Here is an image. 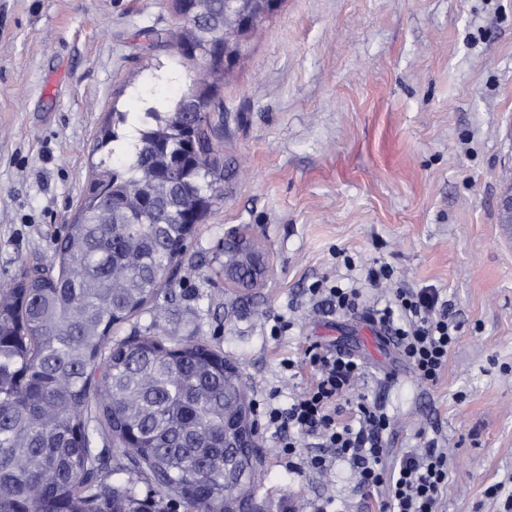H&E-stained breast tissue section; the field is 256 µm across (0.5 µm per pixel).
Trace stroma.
Returning <instances> with one entry per match:
<instances>
[{"label": "stroma", "instance_id": "stroma-1", "mask_svg": "<svg viewBox=\"0 0 512 512\" xmlns=\"http://www.w3.org/2000/svg\"><path fill=\"white\" fill-rule=\"evenodd\" d=\"M174 0H0V283L51 258L113 113L179 99L199 68L169 39ZM163 41L149 47L144 30ZM224 195L193 236L161 325L234 361L250 400L277 406L311 381L281 362L307 342L362 360L357 394L395 418L393 455L437 439L440 512H499L512 475V0H283L217 88ZM253 239L270 272L224 275V239ZM351 256L353 267L343 258ZM376 261L400 288H438L460 325L437 386L417 382L366 316L317 305ZM289 327L271 338L276 319ZM257 512H378L348 468L288 474L261 432Z\"/></svg>", "mask_w": 512, "mask_h": 512}]
</instances>
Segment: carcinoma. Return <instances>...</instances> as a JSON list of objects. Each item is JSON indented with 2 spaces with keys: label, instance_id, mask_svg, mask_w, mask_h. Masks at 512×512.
<instances>
[{
  "label": "carcinoma",
  "instance_id": "cac0c4a2",
  "mask_svg": "<svg viewBox=\"0 0 512 512\" xmlns=\"http://www.w3.org/2000/svg\"><path fill=\"white\" fill-rule=\"evenodd\" d=\"M176 34L196 62L224 36V0ZM112 113L103 156L49 261L0 286V512H224V401L247 394L208 341L165 338L174 268L223 195L224 113ZM149 310L145 333L114 329Z\"/></svg>",
  "mask_w": 512,
  "mask_h": 512
}]
</instances>
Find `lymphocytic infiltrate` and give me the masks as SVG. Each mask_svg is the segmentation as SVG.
Returning <instances> with one entry per match:
<instances>
[{"label":"lymphocytic infiltrate","instance_id":"1","mask_svg":"<svg viewBox=\"0 0 512 512\" xmlns=\"http://www.w3.org/2000/svg\"><path fill=\"white\" fill-rule=\"evenodd\" d=\"M362 289L333 286L311 288L342 312H359L386 326L402 359L422 383L437 385L458 342L459 326L447 301L435 288H397L383 306H367ZM291 371L310 368L312 380L286 409L266 405L261 415L278 437V456L289 473H325L344 464L361 490L381 493L380 512H438L448 484V458L435 443L389 459L387 437L393 418L376 404L355 397L364 366L351 353L319 343L307 345L299 356L286 358ZM318 440L322 451L304 454V438Z\"/></svg>","mask_w":512,"mask_h":512}]
</instances>
